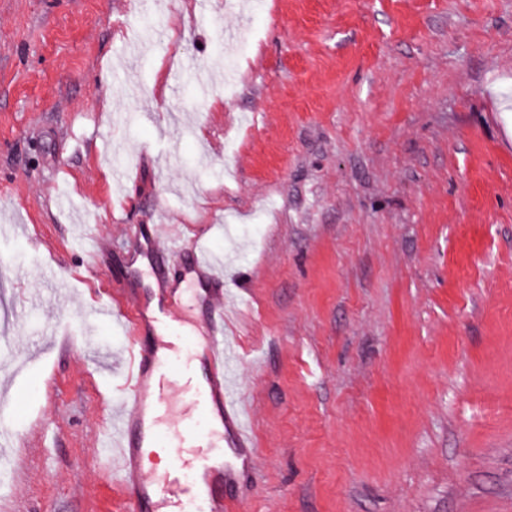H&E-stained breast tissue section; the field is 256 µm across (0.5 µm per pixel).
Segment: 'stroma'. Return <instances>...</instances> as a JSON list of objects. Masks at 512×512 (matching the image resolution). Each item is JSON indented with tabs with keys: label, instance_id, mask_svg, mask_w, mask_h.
Here are the masks:
<instances>
[{
	"label": "stroma",
	"instance_id": "obj_1",
	"mask_svg": "<svg viewBox=\"0 0 512 512\" xmlns=\"http://www.w3.org/2000/svg\"><path fill=\"white\" fill-rule=\"evenodd\" d=\"M141 224L246 302L224 325L257 448L241 512H512V0H0V345L74 338L42 336L0 405L55 432L0 451L13 512H113L128 336L94 310L147 282Z\"/></svg>",
	"mask_w": 512,
	"mask_h": 512
}]
</instances>
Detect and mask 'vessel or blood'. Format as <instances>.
<instances>
[{
    "mask_svg": "<svg viewBox=\"0 0 512 512\" xmlns=\"http://www.w3.org/2000/svg\"><path fill=\"white\" fill-rule=\"evenodd\" d=\"M150 262L156 287H165L168 263L182 265L183 283L195 303L205 305L201 341L205 353V384H192L189 362L181 346L167 357L144 345L147 335H166L176 329L173 307H159L108 297L105 315L129 336L125 355L128 368L119 388L121 405L111 410L108 434L111 452L104 458L112 482L120 490L116 512H160L171 501L192 504L196 512H228L231 499L214 493L217 484L232 486L251 466L253 434L243 417L242 405L229 385L233 354L224 333V274L195 245L177 235H162L160 225L149 227L144 241L135 245ZM218 417L222 434H201L192 427V417ZM161 442L168 458L161 480H140L138 457L142 448ZM224 444L230 460L218 461L210 453ZM195 470L196 480L186 481V470Z\"/></svg>",
    "mask_w": 512,
    "mask_h": 512,
    "instance_id": "b4317fda",
    "label": "vessel or blood"
}]
</instances>
